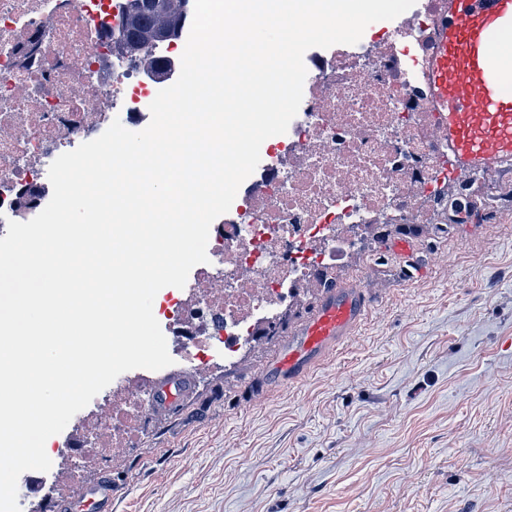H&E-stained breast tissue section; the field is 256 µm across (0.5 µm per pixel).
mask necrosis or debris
I'll list each match as a JSON object with an SVG mask.
<instances>
[{
	"label": "necrosis or debris",
	"instance_id": "obj_1",
	"mask_svg": "<svg viewBox=\"0 0 512 512\" xmlns=\"http://www.w3.org/2000/svg\"><path fill=\"white\" fill-rule=\"evenodd\" d=\"M435 0H417L385 37L310 57L286 133L260 148L231 211L212 224L207 263L163 312L188 364L235 363L345 264L350 242L385 224H494L512 217V179L496 171L443 178L448 148L434 128L423 76ZM128 0H0V228L49 203L52 162L98 138L109 115L145 129L174 84L190 29L161 44L116 46ZM141 376H126L61 456L72 482L98 468L147 414Z\"/></svg>",
	"mask_w": 512,
	"mask_h": 512
}]
</instances>
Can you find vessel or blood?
Masks as SVG:
<instances>
[{
  "label": "vessel or blood",
  "instance_id": "obj_1",
  "mask_svg": "<svg viewBox=\"0 0 512 512\" xmlns=\"http://www.w3.org/2000/svg\"><path fill=\"white\" fill-rule=\"evenodd\" d=\"M436 13L440 22L425 74L437 135L455 171L497 170L512 162V99L502 93L503 64L490 51L512 31V0H438ZM369 303L362 289L333 288L274 361L273 372L289 383L302 380L352 336ZM113 490L111 478H103L63 512H112Z\"/></svg>",
  "mask_w": 512,
  "mask_h": 512
}]
</instances>
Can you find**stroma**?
Returning a JSON list of instances; mask_svg holds the SVG:
<instances>
[{
  "label": "stroma",
  "instance_id": "obj_1",
  "mask_svg": "<svg viewBox=\"0 0 512 512\" xmlns=\"http://www.w3.org/2000/svg\"><path fill=\"white\" fill-rule=\"evenodd\" d=\"M365 251L339 272L371 311L306 379L287 337L193 371L107 462L112 512H512V219Z\"/></svg>",
  "mask_w": 512,
  "mask_h": 512
}]
</instances>
